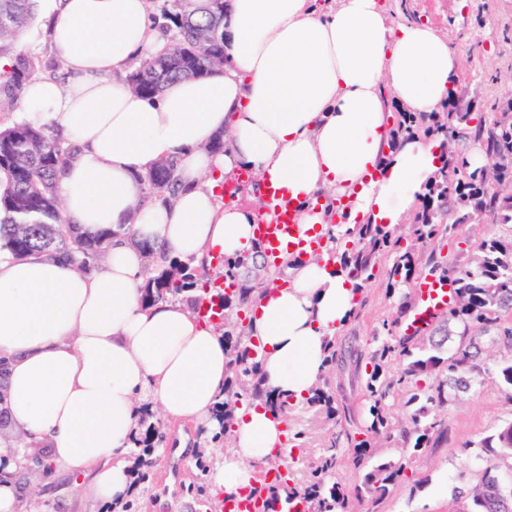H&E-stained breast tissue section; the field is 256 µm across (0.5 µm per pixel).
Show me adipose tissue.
Masks as SVG:
<instances>
[{"instance_id": "adipose-tissue-1", "label": "adipose tissue", "mask_w": 512, "mask_h": 512, "mask_svg": "<svg viewBox=\"0 0 512 512\" xmlns=\"http://www.w3.org/2000/svg\"><path fill=\"white\" fill-rule=\"evenodd\" d=\"M48 44L65 78L31 81L23 118L60 130L78 148L58 177L63 213L111 230L108 256L82 272L58 255L0 254V359L5 416L92 503L122 504L135 407L197 422L224 399V337L195 307L142 301L138 241L180 259L254 254L253 226L272 220L263 186L285 188L301 232L346 239L359 224L405 223L442 163V141L394 139L391 110L442 111L463 51L436 28L391 21L380 0H225L224 68L180 79L157 97L132 92L135 54L164 36L151 0H48ZM224 152L209 145L219 132ZM179 163L172 203L144 204L142 176ZM256 293L252 336L267 388L308 397L324 345L349 322L360 290L329 255L300 257ZM233 450L213 472L228 495L253 486L254 462L282 444L262 400L236 408ZM22 448L0 446V512H22Z\"/></svg>"}]
</instances>
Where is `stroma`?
<instances>
[{
	"label": "stroma",
	"mask_w": 512,
	"mask_h": 512,
	"mask_svg": "<svg viewBox=\"0 0 512 512\" xmlns=\"http://www.w3.org/2000/svg\"><path fill=\"white\" fill-rule=\"evenodd\" d=\"M390 16L430 25L452 42L462 44L465 57L453 91L458 103L480 116L486 99L512 97V0H387ZM506 226L483 222L463 225L443 240L437 254L441 260L464 265L471 245L506 233ZM365 309L359 319L350 321L343 339L372 349L374 336L382 323L396 316L398 300L389 292L385 276L366 284ZM443 414L448 419L447 444L429 448L410 461L412 473L380 504L376 512H458V490L476 480L480 462L467 441L489 435L502 423L512 420V391L485 383L475 392L449 402ZM153 421L167 433L168 445L150 470V481L158 489L151 497L134 491V502L148 512H201L197 501L186 490L196 474L191 462L198 448L209 451L212 462H220L223 444L209 440L206 425L167 423L161 413ZM289 423L306 435L304 461L320 457L336 427L325 414L304 408L291 413ZM23 494L25 512H42L46 500H53L54 512H117L109 504L90 507L61 467H54L51 478L32 471L26 474Z\"/></svg>",
	"instance_id": "stroma-1"
}]
</instances>
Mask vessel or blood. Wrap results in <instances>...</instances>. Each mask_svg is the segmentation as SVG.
I'll return each mask as SVG.
<instances>
[{"instance_id": "1", "label": "vessel or blood", "mask_w": 512, "mask_h": 512, "mask_svg": "<svg viewBox=\"0 0 512 512\" xmlns=\"http://www.w3.org/2000/svg\"><path fill=\"white\" fill-rule=\"evenodd\" d=\"M266 197L274 218L269 222L255 224L254 235L262 244L268 260L277 261L287 252L301 255L309 251L318 252L319 241L301 238L297 224L298 208L288 192L284 188L270 184L266 187ZM419 291L422 301L414 313L412 324L421 328L446 304L450 288L447 283L430 280L421 284ZM215 509L216 512H264L265 506L262 499H247L240 496L219 501Z\"/></svg>"}]
</instances>
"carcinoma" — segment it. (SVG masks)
Listing matches in <instances>:
<instances>
[{
	"label": "carcinoma",
	"instance_id": "cac0c4a2",
	"mask_svg": "<svg viewBox=\"0 0 512 512\" xmlns=\"http://www.w3.org/2000/svg\"><path fill=\"white\" fill-rule=\"evenodd\" d=\"M35 2L0 0V59L9 61V66L0 69V112L11 111L27 82L45 74L55 76L62 68L61 60L55 58L37 64V57L21 46L20 38L33 18ZM155 18L161 21L167 43L132 66L127 82L133 91L153 97L174 79L202 78L222 69L224 0H203L195 13L183 11L181 0H161L156 4ZM466 116L467 113L456 111L432 115L426 133L444 136L449 125ZM474 137L485 139L493 155H512V129H487L480 123ZM75 153L76 146L50 126L25 121L0 124L1 252L21 258L33 250L51 251L83 269L96 260L111 232L84 231L68 223L61 210L57 173ZM177 168V161L167 160L142 176L145 201L166 202L175 194ZM486 171L485 166H471L467 149L462 148L449 165L439 170L438 186H428L415 223L395 227L366 224L343 245L334 235H328L341 266L362 285L375 277V269L380 267L393 288L408 287L429 276L451 281L456 288L448 307L433 319L444 336L427 348L418 341L419 335L428 331L426 327L393 334L370 352L351 343L333 341L306 403L324 410L335 421L337 431L315 469L303 473L295 458L285 466L286 512H295L298 505L305 512H351L353 504L362 501L369 504V512H375L393 487L408 477V465L375 458L373 440L392 443L401 454L437 447L448 441V423L440 417L448 395L468 393L490 378L512 390V358H480V344L485 339L512 350V237L481 241L474 251L478 262L463 267L440 262L432 248L436 240L459 229L456 223L442 222L452 201L465 199L493 223L512 225V194H499L487 181ZM143 249L162 266L147 280L145 302L176 299L186 289L197 286L196 268L171 261L164 248L145 243ZM267 277L266 268L260 269L240 256L224 258V282L234 290L219 295L227 361L224 403L216 410L214 442L229 444L234 411L240 403L263 395L269 411L285 423L294 409L289 398L264 389L261 361L247 349V326L239 318L254 298L253 284L261 285ZM452 323L463 326V332L458 334L456 345L445 353L443 344L450 338ZM395 357L408 358L397 378L385 370L386 363ZM363 363L371 366V371L365 381L364 420L359 425L349 408L336 407L327 371ZM406 387L412 388V399L421 405L407 421L396 424L391 420L390 400ZM139 414L141 424L133 439L132 453L138 455V483L143 484L148 481L147 471L153 464L151 455L166 445V440L160 428L149 422L148 408L140 407ZM465 447L482 450L478 456L482 466L476 484L459 495L471 496L483 484H502L501 458L512 454V421ZM342 448L352 450L355 468H367L362 480L349 491L334 481ZM255 468L260 483L255 494L266 495V502L271 505L280 502L279 488L266 484L264 479L274 466L257 464Z\"/></svg>",
	"mask_w": 512,
	"mask_h": 512
}]
</instances>
